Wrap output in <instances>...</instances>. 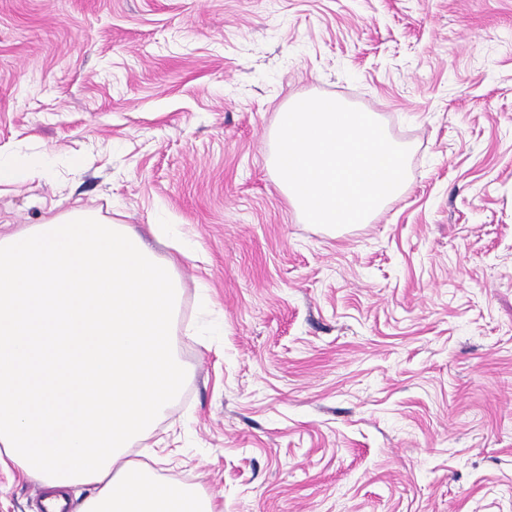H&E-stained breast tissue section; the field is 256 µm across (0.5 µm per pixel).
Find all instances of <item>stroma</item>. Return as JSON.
Returning <instances> with one entry per match:
<instances>
[{"instance_id":"stroma-1","label":"stroma","mask_w":512,"mask_h":512,"mask_svg":"<svg viewBox=\"0 0 512 512\" xmlns=\"http://www.w3.org/2000/svg\"><path fill=\"white\" fill-rule=\"evenodd\" d=\"M333 96L410 147L370 223H306L270 132ZM86 166L76 172L74 155ZM17 231L81 207L182 260L177 395L134 439L223 512H512V0H0ZM0 467V512H42ZM48 162L16 158L4 162L0 157V184L33 181L46 177Z\"/></svg>"}]
</instances>
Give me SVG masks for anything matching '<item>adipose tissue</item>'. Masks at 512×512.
Returning a JSON list of instances; mask_svg holds the SVG:
<instances>
[{"label": "adipose tissue", "mask_w": 512, "mask_h": 512, "mask_svg": "<svg viewBox=\"0 0 512 512\" xmlns=\"http://www.w3.org/2000/svg\"><path fill=\"white\" fill-rule=\"evenodd\" d=\"M177 261L88 210L0 235V447L80 512H217L195 487L128 459L183 379Z\"/></svg>", "instance_id": "ef3b65f1"}]
</instances>
